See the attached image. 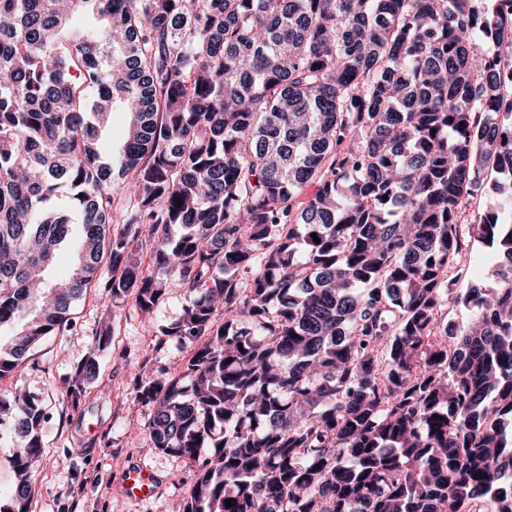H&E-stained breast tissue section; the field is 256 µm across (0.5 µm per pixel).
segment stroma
Here are the masks:
<instances>
[{"mask_svg": "<svg viewBox=\"0 0 512 512\" xmlns=\"http://www.w3.org/2000/svg\"><path fill=\"white\" fill-rule=\"evenodd\" d=\"M186 299V289L169 282L160 308L145 316L133 301L113 311L101 291H89L74 307V329L45 338L0 380V396L19 388L45 407L30 512H174L188 498L194 463L153 449L150 413L134 395L136 379L172 369L189 356V346L159 333L179 318ZM107 324L112 334L97 351L96 376L78 400L67 398L66 382L81 369L92 340ZM134 462L163 479L157 493L143 501L118 491L125 466Z\"/></svg>", "mask_w": 512, "mask_h": 512, "instance_id": "obj_1", "label": "stroma"}]
</instances>
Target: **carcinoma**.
<instances>
[{
    "mask_svg": "<svg viewBox=\"0 0 512 512\" xmlns=\"http://www.w3.org/2000/svg\"><path fill=\"white\" fill-rule=\"evenodd\" d=\"M492 52L512 60L501 0H0V379L72 328L106 256L110 306L189 293L165 333L194 349L136 389L152 447L196 463L180 512H512V92ZM64 188L81 234L54 279ZM483 195L492 283L460 288L462 203ZM97 369L93 344L71 395ZM44 416L0 397V512H30ZM16 446L13 431L7 426L0 429V495L6 497L13 485V474L10 460Z\"/></svg>",
    "mask_w": 512,
    "mask_h": 512,
    "instance_id": "cac0c4a2",
    "label": "carcinoma"
}]
</instances>
